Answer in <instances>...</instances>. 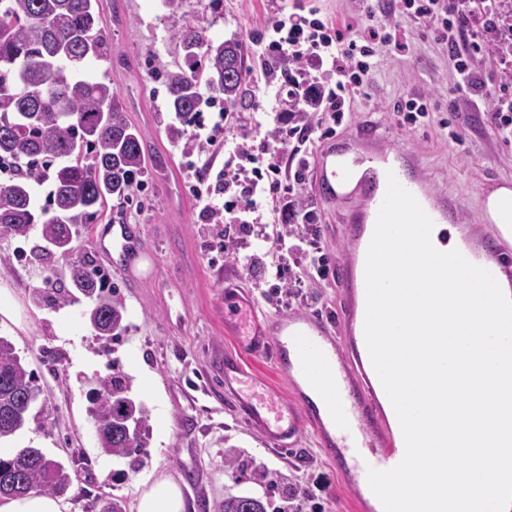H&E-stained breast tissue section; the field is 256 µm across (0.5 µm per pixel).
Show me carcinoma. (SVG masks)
Here are the masks:
<instances>
[{
	"mask_svg": "<svg viewBox=\"0 0 512 512\" xmlns=\"http://www.w3.org/2000/svg\"><path fill=\"white\" fill-rule=\"evenodd\" d=\"M99 0H0V163L16 164L14 177L0 184V238L28 237L36 211L31 182H52L41 225V243L31 252L40 260H59L73 251V230L87 227L108 200H127L145 165L140 136L128 122L107 75L87 74L90 60L108 59L107 37L95 9ZM186 49L185 66L166 75L170 111L185 135L201 107L221 98L224 107L252 103V69L237 41L214 44L190 26L175 34ZM231 68L233 79L225 77ZM210 92L204 97L201 88ZM89 260L69 265V281L52 289L55 302L76 294L94 300L86 317L99 336L112 339L125 330V305L103 295L101 280L89 275ZM33 373L0 336V440L27 424L37 399ZM99 448L143 466L139 449L149 436L148 410L131 395L124 378L100 383L92 409ZM72 485L65 465L40 448L26 446L0 457V495L29 493L59 497ZM218 512H267L262 498L229 494Z\"/></svg>",
	"mask_w": 512,
	"mask_h": 512,
	"instance_id": "obj_1",
	"label": "carcinoma"
}]
</instances>
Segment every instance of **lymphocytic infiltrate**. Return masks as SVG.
<instances>
[{
	"label": "lymphocytic infiltrate",
	"instance_id": "lymphocytic-infiltrate-1",
	"mask_svg": "<svg viewBox=\"0 0 512 512\" xmlns=\"http://www.w3.org/2000/svg\"><path fill=\"white\" fill-rule=\"evenodd\" d=\"M491 4L492 0H400L399 12L418 20L438 21L443 40L448 43V60L455 74V90L469 95L476 87L469 63L471 46L463 41L462 31L469 22L475 2ZM263 52L275 64L328 67L335 75V84L314 79H290L289 89L276 115L277 122L269 132L271 145L256 146L250 137L238 142L232 155L224 162L218 177L224 184L226 199L215 203L210 194H199L205 209L221 210L225 223L234 225L239 234L246 235L254 228L250 213L259 211L267 197L278 193L281 183L282 161L294 166L293 180L303 183L308 171L310 147L315 143L313 129L293 124L295 114L314 106L324 115V123L340 125L345 116L347 98L364 94L377 63L372 47L364 45L362 37L353 28L343 30L319 18H306L285 13L271 25ZM285 230L275 242L279 249H287L289 240L304 246L308 262V276L322 279L327 275L326 262L319 243L306 236L305 227L311 226V210L285 205L282 209Z\"/></svg>",
	"mask_w": 512,
	"mask_h": 512
}]
</instances>
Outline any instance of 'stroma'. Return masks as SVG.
<instances>
[{
  "mask_svg": "<svg viewBox=\"0 0 512 512\" xmlns=\"http://www.w3.org/2000/svg\"><path fill=\"white\" fill-rule=\"evenodd\" d=\"M361 0H182L171 9L163 0H100L102 26L112 62L96 61L95 72H108L129 123L137 128L151 162L141 174L143 191L132 202L109 201L91 225L89 234L73 240L75 258H90L104 270L114 299L127 309V328L110 343L99 342L85 313L91 302L81 297L57 306L39 303L34 292L46 278L68 273L65 261L53 267L39 264L31 249L39 229L25 238L0 240V287L14 289L21 321L0 317V336L7 337L27 369L35 374L40 394L32 406L41 419L13 436L21 446L42 449L68 468L72 485L66 496L70 512H90L97 497L118 496L134 504L138 493L155 479L166 477L183 492L187 512H216L225 494H257L267 498L282 488L283 478L304 483L321 476L331 512H360L344 480L319 453L310 433L285 452L264 449L259 437L230 408H218L204 385L220 384L214 360L234 348L224 334V307L219 282L236 269V257L209 251L206 241L212 220L192 196L197 181L215 185L216 174L233 151L237 136L255 121H272L274 94L283 80L272 79L258 41L282 9L318 13L335 24L357 23ZM205 30L215 42L243 41L254 68V108L228 111L219 118L218 105L201 112L197 127L210 130L213 143L169 134L179 120L168 106L164 83L167 72L185 63L176 31L185 26ZM402 44L373 42L380 62L365 96L352 100L336 131L355 135L374 126L396 145L418 154L431 183L474 209L485 181L512 178V142L502 141L491 123L489 104L480 96L454 94L455 73L448 64V44L431 24L402 17ZM467 40L481 50L472 67L484 81L499 82L512 52L494 53L491 43L512 38L498 18L474 14ZM425 97L430 120L402 124L401 108L412 97ZM468 142V155L457 153L447 131ZM314 208L316 225L330 268H338L345 232L335 212L318 206L312 188L301 191ZM148 229L150 262L140 279L117 273L119 257L99 239L116 221ZM302 297H290L288 311L331 314L336 310L335 276L305 279ZM131 381V390L150 412L145 465L131 471L126 461L112 459L98 446L90 418L89 391L113 369ZM237 453V469L224 467V452Z\"/></svg>",
  "mask_w": 512,
  "mask_h": 512,
  "instance_id": "stroma-1",
  "label": "stroma"
}]
</instances>
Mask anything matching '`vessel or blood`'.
I'll list each match as a JSON object with an SVG mask.
<instances>
[{
	"label": "vessel or blood",
	"instance_id": "vessel-or-blood-1",
	"mask_svg": "<svg viewBox=\"0 0 512 512\" xmlns=\"http://www.w3.org/2000/svg\"><path fill=\"white\" fill-rule=\"evenodd\" d=\"M391 173L434 226L463 225L456 199L429 188L416 155L377 144L369 132L358 133L353 141L330 137L315 150L310 179L318 202L343 211L348 225L336 317L275 314L260 307L251 289L224 290V333L235 341L234 349L224 353V394L232 398L235 414L272 450L297 444L303 429H310L321 455L367 512H384L368 484V469H391L405 454L400 424L364 335L366 255ZM503 205L512 207V191L501 195L496 186L484 188L476 204L477 221L492 223L494 211ZM112 247L124 275H132L144 248L141 226L113 225ZM457 249L497 278L512 265L510 257L492 261L484 250L463 243ZM265 355L287 382L288 394L269 391L250 371L248 359Z\"/></svg>",
	"mask_w": 512,
	"mask_h": 512
}]
</instances>
